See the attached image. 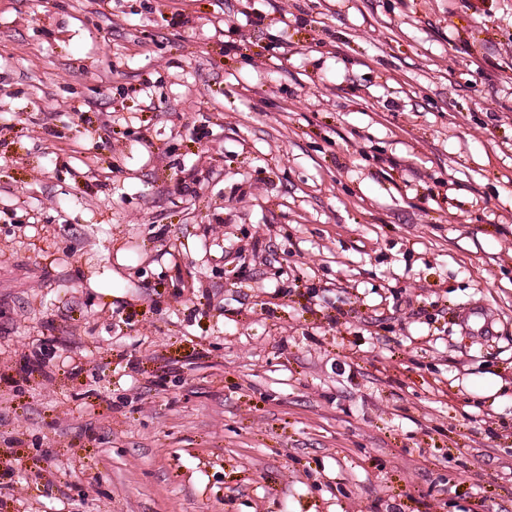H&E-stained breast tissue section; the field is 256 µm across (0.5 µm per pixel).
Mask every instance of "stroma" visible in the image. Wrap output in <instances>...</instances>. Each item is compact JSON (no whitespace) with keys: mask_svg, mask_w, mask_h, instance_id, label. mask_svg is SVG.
<instances>
[{"mask_svg":"<svg viewBox=\"0 0 512 512\" xmlns=\"http://www.w3.org/2000/svg\"><path fill=\"white\" fill-rule=\"evenodd\" d=\"M0 512H512V0H0Z\"/></svg>","mask_w":512,"mask_h":512,"instance_id":"35a3bbf8","label":"stroma"}]
</instances>
